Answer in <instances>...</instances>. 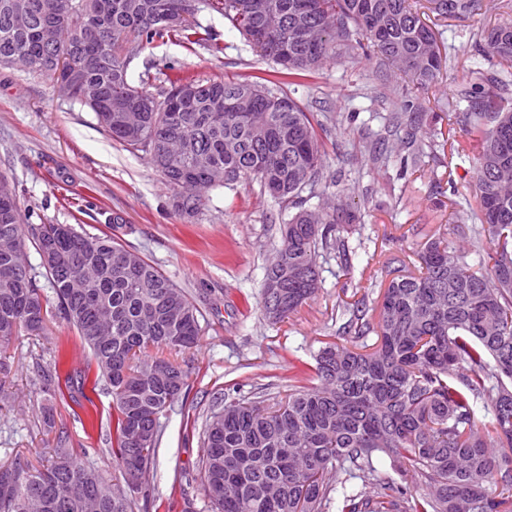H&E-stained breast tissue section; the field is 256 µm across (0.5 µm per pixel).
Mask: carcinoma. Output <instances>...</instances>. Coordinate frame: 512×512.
<instances>
[{
  "label": "carcinoma",
  "instance_id": "1",
  "mask_svg": "<svg viewBox=\"0 0 512 512\" xmlns=\"http://www.w3.org/2000/svg\"><path fill=\"white\" fill-rule=\"evenodd\" d=\"M186 0H72L70 22L48 18L61 0H0V65L18 59L25 72L53 79L58 65L73 71L75 101L95 113L112 140L144 153L172 189L171 207L190 220L205 209L210 191L257 182L288 206L306 191L317 197L337 185L324 171L319 121L280 86L314 77L335 58L368 41L375 54L430 89L443 69L437 35L421 18L427 8L442 19H468L483 0H217L224 18L266 60L271 77L198 79L175 71L158 99L133 85L129 68L141 50L177 39L222 51L216 35L196 19L168 17ZM260 3L283 25L261 32ZM487 67L474 80L448 88L439 109L448 124L461 119L465 142L457 155L472 163L476 191L456 207L471 223L452 237L435 234L417 252V272L380 284L377 300L337 306L345 318L336 342L297 369L288 390L264 388L224 397L202 432L201 492L210 512H512V108L496 107L494 90L512 86V22L472 33ZM242 96L246 112L224 106ZM468 111L459 113V104ZM386 135L367 150V161L396 159L417 171L443 162L448 141L407 135L406 154H392L390 137L416 128L408 89L394 91ZM318 210L301 208L281 228L277 254L288 264L279 308L262 289L264 318L277 324L321 288L320 260L346 259L360 216L343 196ZM44 263L55 310L25 259V240ZM72 327L91 352L80 384L104 383L112 394V460L107 480L74 456L57 436L48 464L18 456L0 462V512H85L95 494L98 512H134L127 484L130 465L143 474L154 462L160 419L184 395L189 371L148 359L151 347L190 351L199 342L201 311L169 277L108 236L55 224H22L14 181L0 176V349L25 332L44 333L49 314ZM375 333L369 351L348 344ZM53 367L36 365L47 394L59 385ZM486 398L493 421L475 416ZM384 459L405 486L377 475ZM333 479H326L327 474ZM358 479L357 489L348 483ZM421 488L420 494L413 489Z\"/></svg>",
  "mask_w": 512,
  "mask_h": 512
}]
</instances>
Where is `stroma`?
Wrapping results in <instances>:
<instances>
[{"label": "stroma", "mask_w": 512, "mask_h": 512, "mask_svg": "<svg viewBox=\"0 0 512 512\" xmlns=\"http://www.w3.org/2000/svg\"><path fill=\"white\" fill-rule=\"evenodd\" d=\"M197 19L217 34L222 53L187 49L170 41L147 47L129 70L132 84L156 93L166 87L168 66L201 79L259 76L270 63L259 57L222 12L202 6ZM512 20L501 0H484L480 15L439 25L438 41L457 62L454 75H440L431 90L410 86L408 78L376 56L356 52L330 61L313 78L294 80L287 92L317 116L340 114L323 136L330 173L347 179L363 224L361 246L347 265L328 260L322 286L288 322L273 325L260 311L265 269L279 243L282 205L257 183L213 191L204 215L190 224L170 205L172 192L147 158L126 150L101 128L94 113L55 84L16 67H0V173L16 185L27 224H71L93 236H110L137 251L192 298L204 318L191 357L188 395L161 419L162 431L138 502L147 512H207L200 491L202 431L217 397L240 387L250 392L286 383L295 366L336 336L340 301L376 297L372 280L380 263L403 260L414 269L419 241L407 236L413 224L425 233L459 223L449 206L452 192L470 196L475 182L467 159L452 168L436 164L401 175L397 163L367 165L370 137L392 111V90L409 86L424 114L421 133L432 132L434 100L447 97L449 80L469 82L477 58L470 33ZM62 352L64 372H83L90 352L74 329L59 318L49 336L26 334L8 349L12 372L0 386V460L21 455L38 464L48 459L53 435L41 429L42 407L52 404L57 430L75 455L114 476L112 396L104 388H62L46 401L36 364H49L48 341Z\"/></svg>", "instance_id": "1"}]
</instances>
